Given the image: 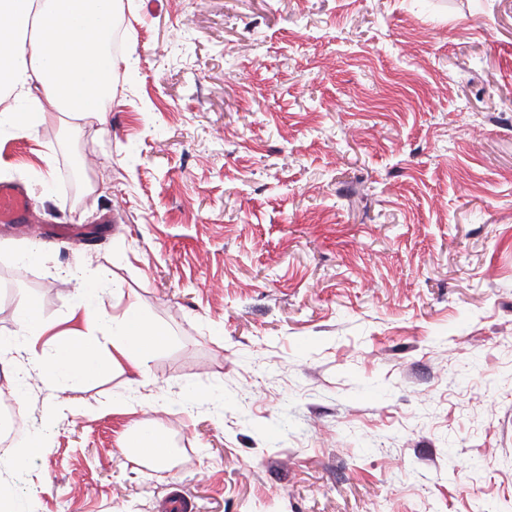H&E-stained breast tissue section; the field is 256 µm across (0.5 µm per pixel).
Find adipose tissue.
Instances as JSON below:
<instances>
[{"mask_svg": "<svg viewBox=\"0 0 512 512\" xmlns=\"http://www.w3.org/2000/svg\"><path fill=\"white\" fill-rule=\"evenodd\" d=\"M118 0H0V100L19 108L0 113V127L16 132L65 112L86 122L99 120L112 100L116 59L104 42L114 26ZM72 315L84 332L33 370L73 373L90 379L103 368L146 373L147 360L165 338L141 314L136 301L109 314L103 303L76 305ZM169 438L151 427L131 431L121 443L149 463L168 457Z\"/></svg>", "mask_w": 512, "mask_h": 512, "instance_id": "ef3b65f1", "label": "adipose tissue"}]
</instances>
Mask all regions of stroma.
<instances>
[{"label": "stroma", "mask_w": 512, "mask_h": 512, "mask_svg": "<svg viewBox=\"0 0 512 512\" xmlns=\"http://www.w3.org/2000/svg\"><path fill=\"white\" fill-rule=\"evenodd\" d=\"M115 100L0 141L14 512H512V0H121ZM85 173L91 193L69 192ZM145 380L30 371L78 281ZM65 414L50 417L59 400ZM146 424L168 464L123 454ZM34 217L26 187L19 182H0V224L28 227Z\"/></svg>", "instance_id": "stroma-1"}]
</instances>
